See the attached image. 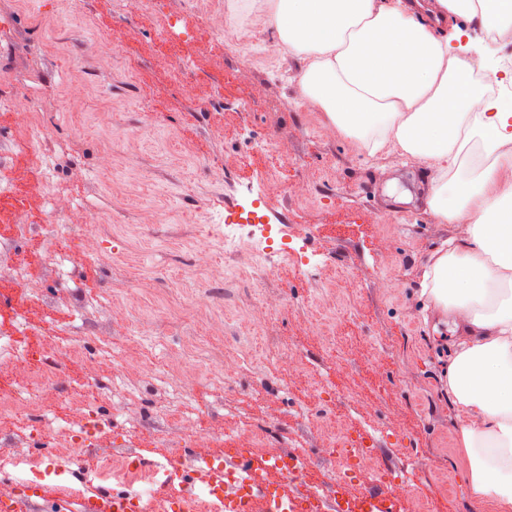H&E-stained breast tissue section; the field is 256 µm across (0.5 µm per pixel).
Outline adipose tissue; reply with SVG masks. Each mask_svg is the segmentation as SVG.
<instances>
[{
    "label": "adipose tissue",
    "instance_id": "ef3b65f1",
    "mask_svg": "<svg viewBox=\"0 0 512 512\" xmlns=\"http://www.w3.org/2000/svg\"><path fill=\"white\" fill-rule=\"evenodd\" d=\"M267 50L300 57L302 99L357 154L393 146L429 175L427 207L460 234L431 252L422 316L450 328L443 392L472 499L512 512V113L476 75L465 29L512 30V0H269Z\"/></svg>",
    "mask_w": 512,
    "mask_h": 512
}]
</instances>
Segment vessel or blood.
Wrapping results in <instances>:
<instances>
[{
  "instance_id": "vessel-or-blood-1",
  "label": "vessel or blood",
  "mask_w": 512,
  "mask_h": 512,
  "mask_svg": "<svg viewBox=\"0 0 512 512\" xmlns=\"http://www.w3.org/2000/svg\"><path fill=\"white\" fill-rule=\"evenodd\" d=\"M302 455L288 450L270 458L265 469L278 474L282 482H292L293 494H283L280 484L260 478L251 453L236 449L215 457L205 452L188 451L172 465L155 463L163 481L151 490H128L121 493L97 491L82 498L80 512H152L157 500L173 485L182 488L180 496L169 499L171 512H192L191 498L202 488L215 500L219 512H255L256 503H263L264 512H305L308 489L302 480ZM9 494H0V512H21L24 505L44 498L38 485L11 483ZM321 512H395V500L384 491L382 482H372L368 491L358 497L342 492L321 495Z\"/></svg>"
}]
</instances>
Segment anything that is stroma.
<instances>
[{"label": "stroma", "instance_id": "obj_1", "mask_svg": "<svg viewBox=\"0 0 512 512\" xmlns=\"http://www.w3.org/2000/svg\"><path fill=\"white\" fill-rule=\"evenodd\" d=\"M228 5L156 0L136 12L127 0H0L9 32L0 77L31 85L46 115L45 147L34 152L24 117L0 111V250H13L26 278L18 285L0 268V341L51 349L70 328L78 350L59 358L46 410L79 404L96 386L107 419L99 452L161 460L181 444L183 422L201 418L212 430L206 452L254 447L265 459L295 448L317 486L341 467L323 448L362 425L404 486L398 512H489L470 500L442 393L451 334L420 314L428 256L455 224L435 227L422 174L398 154L348 152L323 113L305 107L297 57L266 51L267 0L245 12ZM226 23L252 36L250 70L226 45ZM112 37L120 47L109 54ZM76 79L87 94L70 103ZM50 159L68 215L58 237L39 228ZM392 180L411 202H392ZM244 185L260 194L263 223L306 226L294 246L321 260L319 274L256 255L250 226L225 241ZM19 212L33 225L20 242L9 228ZM202 247L212 266L198 274ZM194 298L203 307L193 317L171 314ZM219 354L244 370L224 376ZM74 427L57 417L37 448L28 419L0 416V457L31 451L52 465ZM41 484L45 512L104 486L68 473Z\"/></svg>", "mask_w": 512, "mask_h": 512}]
</instances>
